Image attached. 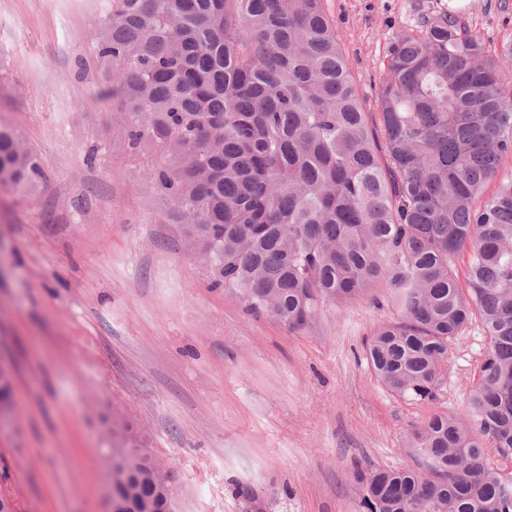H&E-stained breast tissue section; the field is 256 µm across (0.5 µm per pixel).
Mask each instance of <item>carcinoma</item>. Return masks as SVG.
I'll return each instance as SVG.
<instances>
[{
    "instance_id": "obj_1",
    "label": "carcinoma",
    "mask_w": 512,
    "mask_h": 512,
    "mask_svg": "<svg viewBox=\"0 0 512 512\" xmlns=\"http://www.w3.org/2000/svg\"><path fill=\"white\" fill-rule=\"evenodd\" d=\"M97 39L126 138L162 153L150 178L170 216L247 313L298 333L386 283L399 318L366 359L414 401L436 399L479 319L489 348L463 415L411 433L414 466L359 473L360 512H512V472L485 453L512 457V39L492 50L449 13L425 19L391 44L375 112L323 0H102ZM41 178L1 125L0 182ZM105 435L114 512H174L140 436L117 420Z\"/></svg>"
}]
</instances>
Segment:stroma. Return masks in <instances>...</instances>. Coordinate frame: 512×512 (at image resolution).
I'll use <instances>...</instances> for the list:
<instances>
[{"label": "stroma", "mask_w": 512, "mask_h": 512, "mask_svg": "<svg viewBox=\"0 0 512 512\" xmlns=\"http://www.w3.org/2000/svg\"><path fill=\"white\" fill-rule=\"evenodd\" d=\"M101 0H0V124L45 174L0 184V493L16 512H106L103 421L171 464L175 512H358L356 467L413 465L409 437L463 413L489 340L451 342L435 401L374 379L364 342L397 313L384 285L291 333L213 288L204 258L129 147L93 64ZM366 111L397 34L448 9L490 46L512 0H324Z\"/></svg>", "instance_id": "obj_1"}]
</instances>
